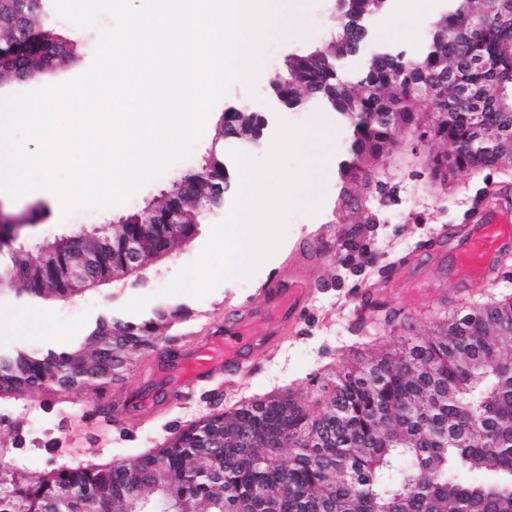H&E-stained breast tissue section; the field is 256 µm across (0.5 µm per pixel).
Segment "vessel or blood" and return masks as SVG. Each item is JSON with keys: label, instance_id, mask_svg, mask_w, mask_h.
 Masks as SVG:
<instances>
[{"label": "vessel or blood", "instance_id": "vessel-or-blood-1", "mask_svg": "<svg viewBox=\"0 0 512 512\" xmlns=\"http://www.w3.org/2000/svg\"><path fill=\"white\" fill-rule=\"evenodd\" d=\"M511 194L502 186H494L480 208L476 223L449 228V235L463 242L456 255L460 285L499 277L501 258L512 250V212L501 206L502 200ZM323 256L318 245H310L289 267L287 275L278 274L271 279L268 287L254 298V305L273 309L279 322L296 321L309 306L311 270ZM270 333V328L260 326L251 315L225 326L223 334L212 337L184 362L174 386V399L189 398L201 381L217 375L247 374L253 366L250 352L256 338Z\"/></svg>", "mask_w": 512, "mask_h": 512}]
</instances>
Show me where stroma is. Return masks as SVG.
I'll list each match as a JSON object with an SVG mask.
<instances>
[{"mask_svg":"<svg viewBox=\"0 0 512 512\" xmlns=\"http://www.w3.org/2000/svg\"><path fill=\"white\" fill-rule=\"evenodd\" d=\"M446 9V0H389L387 7L364 21L369 34L363 49L343 66L345 73L362 70L374 48L417 50L430 31V23ZM333 0H319L293 33L277 31L266 51L257 81L258 97H266L268 80L287 57L304 53L327 40L334 28ZM45 27L69 34L79 53L73 63L31 81L14 78L0 82V96L68 82L91 66L103 29L113 24L104 16L97 26L81 28L59 17L53 0H42ZM243 84H234L207 116L202 136L192 155L174 165L163 177L140 189L127 203L104 210L83 209L65 214L61 202L34 191L19 199L0 192V210L21 214L33 207L48 210L40 223L24 227L20 241L29 251L81 228L106 231L133 211L166 198L174 181L197 168L210 153L225 108L247 98ZM293 124H307L327 134L331 154L324 174L312 191L321 197L313 216L293 213L287 222L282 248L248 279L219 285L203 298L165 297L160 293L182 266L196 260L208 242L214 222L201 224L198 233L172 254L157 259L142 274L113 282L72 299L48 303V312L34 315L33 303L18 302L13 294H0V348H52L80 343L99 317L118 316L133 297L149 296L148 310L182 307L185 316L172 323L168 338L171 360L154 354L137 358L120 378L104 388L78 387L58 396L0 397V459L15 464L30 480L51 466L108 463L151 448L174 429L200 417L240 405L242 401L286 391L310 392V382L328 376L355 358L394 344L400 336H422L436 316L455 311L451 299L458 283L455 254L458 238L437 241L442 227L470 224L478 217L477 202L494 183L512 185V171L448 169L431 172L428 143L416 129L397 130L385 161L367 178L358 180L357 200L345 203L340 188L339 164L347 156L349 130L325 103L285 112ZM358 230L357 251L337 246L339 234ZM320 244L326 258L312 272L309 309L300 323L280 327L278 344L256 350L255 366L244 377H217L200 384L193 396L174 401L172 378L178 359L191 356L224 328V317L265 288L289 265L307 243ZM411 257L409 278L419 279L431 297L427 306L415 307L397 279L396 263ZM375 289L376 308L366 306L357 292Z\"/></svg>","mask_w":512,"mask_h":512,"instance_id":"35a3bbf8","label":"stroma"}]
</instances>
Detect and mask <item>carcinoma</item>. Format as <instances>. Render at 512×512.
Returning a JSON list of instances; mask_svg holds the SVG:
<instances>
[{"instance_id":"carcinoma-1","label":"carcinoma","mask_w":512,"mask_h":512,"mask_svg":"<svg viewBox=\"0 0 512 512\" xmlns=\"http://www.w3.org/2000/svg\"><path fill=\"white\" fill-rule=\"evenodd\" d=\"M484 0H448L432 28L444 42L427 39L413 54L381 48L367 66L349 77L339 61L362 48L359 30L338 26L334 37L297 56L293 76L283 70L278 84L288 97L312 105L327 101L350 128L348 159L341 170L351 180L367 175L365 160L386 151L398 125L373 114L397 112L414 119L416 88L434 91L430 105L446 109L430 129L429 141L446 151L432 155L436 166L494 167L499 153L479 150L480 138L512 141V113L491 103L481 112L458 109L455 87L437 83L444 71L473 87L512 76V56L500 45L512 41V24L488 19L479 31L471 16ZM62 36L34 16L28 42L0 31V57L24 53L27 43ZM480 55L487 69L466 67ZM254 115L224 111V132L253 127ZM217 202L224 198V154L215 151L198 168ZM175 208L178 224H142L125 218L109 237L88 281L73 286L63 276L70 245L95 250L102 235L92 231L75 242L47 245L34 258L22 246L0 241L7 255L0 282L29 300L64 299L111 279L131 276L125 243L144 242L148 264L189 240L206 214L190 197L172 195L159 206ZM179 309H155L137 319L110 317L96 324L81 346L61 351L0 350V394L62 393L88 382H111L133 360L154 350ZM512 298L462 306L446 315L436 333L400 336L398 347L361 366H352L323 385L321 411L309 412L304 398L271 395L207 415L157 448L111 464L55 468L36 484L12 473L0 483V512H56L66 502L82 512L84 501L98 512H512ZM285 448L295 449L282 464ZM490 472L493 481L462 480L458 473Z\"/></svg>"}]
</instances>
